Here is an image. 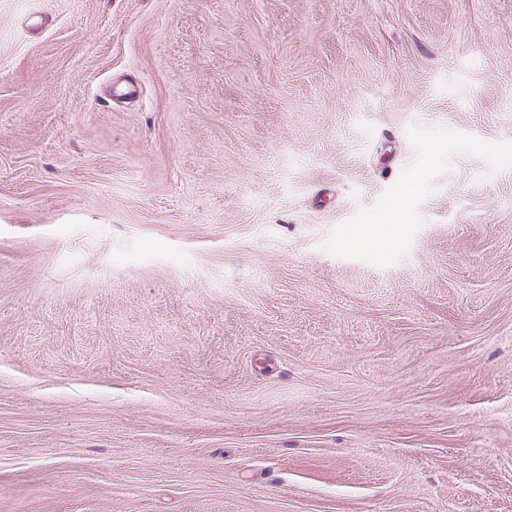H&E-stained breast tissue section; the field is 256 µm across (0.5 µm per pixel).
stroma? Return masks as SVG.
<instances>
[{
  "instance_id": "stroma-1",
  "label": "stroma",
  "mask_w": 512,
  "mask_h": 512,
  "mask_svg": "<svg viewBox=\"0 0 512 512\" xmlns=\"http://www.w3.org/2000/svg\"><path fill=\"white\" fill-rule=\"evenodd\" d=\"M0 512H512V0H0ZM407 220L406 193L398 192L389 202L385 213L377 223H372L369 228L361 229V236L373 238L379 242H387L395 238L401 225Z\"/></svg>"
}]
</instances>
